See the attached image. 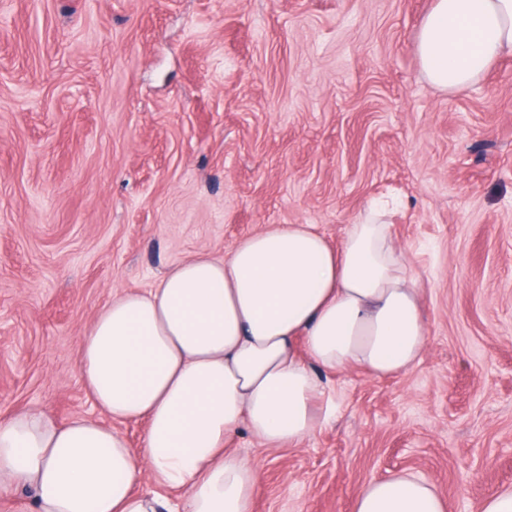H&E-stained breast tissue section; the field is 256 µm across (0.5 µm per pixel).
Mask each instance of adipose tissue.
Returning <instances> with one entry per match:
<instances>
[{
  "instance_id": "obj_1",
  "label": "adipose tissue",
  "mask_w": 512,
  "mask_h": 512,
  "mask_svg": "<svg viewBox=\"0 0 512 512\" xmlns=\"http://www.w3.org/2000/svg\"><path fill=\"white\" fill-rule=\"evenodd\" d=\"M436 88L462 91L512 55V0H433L416 41ZM427 343L419 290L384 214L368 211L330 247L310 224L242 237L156 287L106 303L81 336L78 370L106 422L43 411L0 421V481L35 492L36 512H251L259 472L228 452L240 428L274 448L318 427L317 370L354 364L381 378ZM142 421L133 453L114 422ZM151 474L180 491L139 494ZM430 481L402 471L365 486L353 512H445Z\"/></svg>"
}]
</instances>
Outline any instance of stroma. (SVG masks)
I'll return each mask as SVG.
<instances>
[{
    "mask_svg": "<svg viewBox=\"0 0 512 512\" xmlns=\"http://www.w3.org/2000/svg\"><path fill=\"white\" fill-rule=\"evenodd\" d=\"M432 0H0V419L100 418L78 343L117 291L275 224L339 246L380 198L428 342L408 370L319 372L293 448L247 430L252 512H352L409 471L446 512L512 487V56L440 90Z\"/></svg>",
    "mask_w": 512,
    "mask_h": 512,
    "instance_id": "obj_1",
    "label": "stroma"
}]
</instances>
